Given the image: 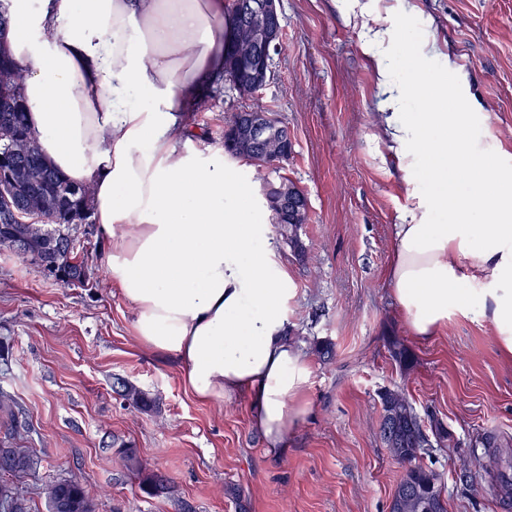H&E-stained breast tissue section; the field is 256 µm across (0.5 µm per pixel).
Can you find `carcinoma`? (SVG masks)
I'll return each mask as SVG.
<instances>
[{
    "label": "carcinoma",
    "mask_w": 512,
    "mask_h": 512,
    "mask_svg": "<svg viewBox=\"0 0 512 512\" xmlns=\"http://www.w3.org/2000/svg\"><path fill=\"white\" fill-rule=\"evenodd\" d=\"M248 2L250 0H232L228 9L233 37L245 20ZM0 66L15 72V82L0 87V124L11 126L20 137L32 138L34 134L26 120V104L19 92L22 71L2 53ZM91 195V188L70 183L47 162L37 145L24 159L15 163L1 161L0 247L30 260L46 278L53 277L64 285H89L90 269L86 260L70 249L69 235L77 219L91 217ZM271 220L292 250H302L299 228L307 223L308 216H303L298 224H291L274 213ZM388 349L402 368L413 366V355L398 339H390ZM121 387L124 400L133 408L148 411L155 407L156 399L149 393L125 382ZM379 397L380 438L392 456L408 464L399 486L407 487L409 494L393 495L390 512H448L441 473L418 463L428 448L451 447L448 429L436 421L431 424V434H426L412 403L397 390L385 389ZM0 422L6 427L5 436L0 440V475L19 478L35 470L40 465L39 457L30 449L18 448L12 443L11 430L17 423V415L6 395L0 396ZM123 458L127 470L141 478L147 492L162 493L171 489L164 476L145 472L134 449H125ZM46 498L65 506L63 512H94L88 493L78 481L61 480L49 485ZM0 512H30L27 499L16 493L7 479L0 480Z\"/></svg>",
    "instance_id": "cac0c4a2"
}]
</instances>
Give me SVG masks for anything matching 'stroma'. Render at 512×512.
<instances>
[{"label":"stroma","mask_w":512,"mask_h":512,"mask_svg":"<svg viewBox=\"0 0 512 512\" xmlns=\"http://www.w3.org/2000/svg\"><path fill=\"white\" fill-rule=\"evenodd\" d=\"M281 47L272 77L244 97L215 79L185 114L191 148L222 145L224 122L271 112L293 135L287 161H235L254 184L286 177L308 202L295 254L277 228L268 237L297 292L288 329L311 364L309 414L271 457L251 423L247 395L197 399L174 359L144 349L134 311L101 260L97 224L78 225L76 250L97 284L63 286L0 248V392L18 413V444L41 465L18 483L32 512H46V485L78 480L96 512H388L405 466L379 436L384 389L406 394L421 419L452 433L422 464L442 473L448 512H501L489 453L512 462V361L494 326L460 315L429 338L412 334L388 280L396 227L410 221L415 184L380 140L389 91L363 51L371 30L394 54L448 78V107L469 113L465 131L493 163L512 168V0H280ZM397 337L415 358L403 369L388 351ZM334 345L332 357L314 339ZM151 394L156 410L126 404L115 378ZM135 448L147 470L173 484L145 492L125 467Z\"/></svg>","instance_id":"35a3bbf8"}]
</instances>
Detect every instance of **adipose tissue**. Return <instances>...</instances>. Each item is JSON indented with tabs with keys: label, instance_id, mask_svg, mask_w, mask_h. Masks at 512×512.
<instances>
[{
	"label": "adipose tissue",
	"instance_id": "obj_1",
	"mask_svg": "<svg viewBox=\"0 0 512 512\" xmlns=\"http://www.w3.org/2000/svg\"><path fill=\"white\" fill-rule=\"evenodd\" d=\"M224 0H13L0 39L27 68L21 94L42 154L89 184L105 269L133 308L145 349L185 368L203 401L247 394L267 454L311 406V366L289 337L287 269L260 245L267 228L223 148L187 146V103L224 72ZM382 82L409 70L428 109L395 112L385 136L418 175L425 216L398 225L389 280L415 336L458 313L493 323L512 358V170L487 161L448 109V82L380 42ZM427 169H420V160Z\"/></svg>",
	"mask_w": 512,
	"mask_h": 512
}]
</instances>
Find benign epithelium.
<instances>
[{
    "instance_id": "obj_1",
    "label": "benign epithelium",
    "mask_w": 512,
    "mask_h": 512,
    "mask_svg": "<svg viewBox=\"0 0 512 512\" xmlns=\"http://www.w3.org/2000/svg\"><path fill=\"white\" fill-rule=\"evenodd\" d=\"M278 0H255L251 3L246 22L238 35L239 69L231 71L229 81L243 95L253 94L271 78V62L281 40ZM231 139L229 149L244 148L251 143L260 148L264 157L277 165L293 150L291 135L282 130L279 120L268 112L240 111L225 126ZM272 209L282 215L300 217L307 208L302 196L291 187L276 188L269 196Z\"/></svg>"
}]
</instances>
